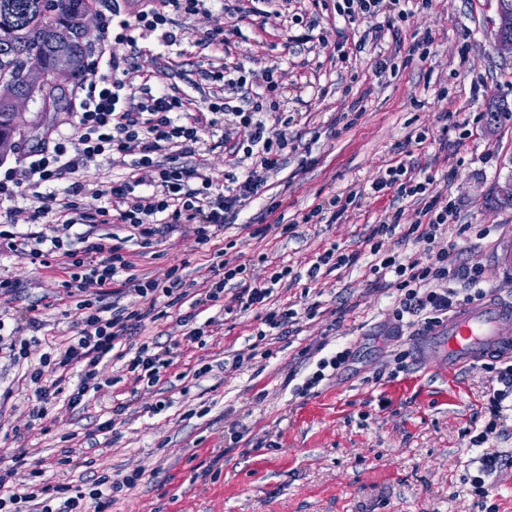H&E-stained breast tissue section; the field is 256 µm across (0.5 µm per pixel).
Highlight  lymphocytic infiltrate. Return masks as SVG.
<instances>
[{
    "label": "lymphocytic infiltrate",
    "instance_id": "obj_1",
    "mask_svg": "<svg viewBox=\"0 0 512 512\" xmlns=\"http://www.w3.org/2000/svg\"><path fill=\"white\" fill-rule=\"evenodd\" d=\"M131 18L121 19L119 33L104 30V40L134 42L135 32L157 34L159 41L172 45L177 34L167 24L171 12L192 14L202 10L207 0H137ZM121 61L116 56L92 60L78 83L79 104L71 117L75 135L55 134L50 146L28 155L18 167L8 169L0 179V204L37 192L40 205L35 218L51 222L50 232L31 231L22 239L0 232V252L10 251L27 257L40 269H61L66 275L68 297L78 298L83 312L82 327L64 342L51 345L49 352L31 360L26 347L18 346L22 330H40L41 312L28 308L16 312L11 321L0 318V358L21 368L23 378L35 398L33 412L43 418L59 395L68 394V402L77 407L88 401L101 384L98 367L111 359L115 348L126 346L130 327L145 320H157L154 307L141 306V298L167 297L170 306L191 304V313L180 316L187 328L185 341L201 342L209 335L214 318L197 322L195 313L231 299L240 310L258 311L268 330L282 329L296 321L298 313L278 308L270 298L277 284L291 275L290 267L273 272L269 279L251 282L245 277L251 260L244 253L228 256L216 241L226 220L238 214L245 202L258 195L269 173L279 169L286 147L284 140L267 133L262 102L250 108L232 105L235 95L249 94L253 70L232 55H225L220 69L207 72V79L222 83L225 93L211 101L206 109L192 108L188 98L176 94H155L149 88L127 90L119 77ZM241 125L250 130L249 143L242 152H230L228 163L238 167L250 159L246 177L223 192H213V179L206 163L192 167L174 165L176 155L193 144L204 143L218 124ZM126 158L129 171L125 179L101 182L94 194L100 206L87 210L78 199L86 186L74 182L64 194L50 192L49 186L63 171L89 167L98 159ZM432 175L423 179L409 176L405 166L387 169L372 184L374 192L395 190L399 197H420L422 223L410 225L407 236L426 242L424 256L401 263L391 248V239L399 225L398 214L388 215L374 225L368 240L371 255L378 264L371 271L378 279L397 277L402 292L393 317L398 327L423 323L425 328L440 325L460 302H471V295H459L446 287L448 278L478 280L476 268L450 264V247H436L435 242L448 230L453 208L442 196L432 195L428 187ZM85 225L81 248H71V229ZM120 225L131 235L148 239L162 226H192L200 248L211 255L203 288L198 298H190L182 279L164 285L132 275V262L123 252V238L112 233ZM173 363L171 350H155L142 342L124 368L134 381L157 384L164 369ZM492 391L487 399L491 425L512 421V362L489 365ZM76 373L78 382L66 390L68 373ZM30 449H15L11 464L0 465V512H111L116 495L134 489L140 473L98 476L89 493L73 492L70 485L33 479L25 484L15 481L18 466L31 458Z\"/></svg>",
    "mask_w": 512,
    "mask_h": 512
}]
</instances>
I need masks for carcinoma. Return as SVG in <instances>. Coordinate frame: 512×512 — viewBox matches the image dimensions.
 I'll list each match as a JSON object with an SVG mask.
<instances>
[{
    "label": "carcinoma",
    "instance_id": "cac0c4a2",
    "mask_svg": "<svg viewBox=\"0 0 512 512\" xmlns=\"http://www.w3.org/2000/svg\"><path fill=\"white\" fill-rule=\"evenodd\" d=\"M92 5L93 0H0V82L7 84V93L0 95V156L14 148L23 132L13 98L38 97L43 111L62 110V97L55 94L58 81L80 75L85 52L80 40L68 46L57 44L53 30L58 26L79 29ZM32 61L49 76L46 89L39 92L18 78V67Z\"/></svg>",
    "mask_w": 512,
    "mask_h": 512
}]
</instances>
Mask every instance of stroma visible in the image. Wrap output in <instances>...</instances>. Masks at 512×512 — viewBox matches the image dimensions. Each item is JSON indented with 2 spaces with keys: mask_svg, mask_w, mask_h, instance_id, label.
<instances>
[{
  "mask_svg": "<svg viewBox=\"0 0 512 512\" xmlns=\"http://www.w3.org/2000/svg\"><path fill=\"white\" fill-rule=\"evenodd\" d=\"M115 7L126 18L136 4L96 0L83 40L89 55L104 46ZM245 7L234 57L257 73L279 66L305 91L265 96V105L277 107L267 117L268 132L287 138L288 146L261 195L246 202L222 236L246 255L267 256V263L253 266L254 280L267 279L276 265L300 272L273 296L276 306L297 310L296 323L286 336L261 340L255 311L224 314L203 345L176 351L154 386L133 383L121 361L112 360L100 368L107 386L84 408L58 401L52 427L31 416L32 394L21 370L0 373V462H10L14 449L31 448L35 454L17 481H27L36 468L48 481L79 488L105 472L142 471L112 512H512V423L486 433L481 445L472 441L489 418L488 370L480 363L449 370L440 354L419 346L412 330L391 336L397 285L375 280L369 271L375 258L364 242L369 228L391 212H399L404 230L419 219L414 200L398 199L390 189L374 192L372 182L400 164L412 176L432 172L430 194L456 204L452 260L480 268L481 289L512 300V271L499 260L501 243L512 239V207L490 204L497 188L512 181V56L495 48L496 0H409L408 18L384 9L352 24L301 0L291 33L325 38L323 49L287 41L263 0H247ZM230 25L222 0H209L204 12L172 14L180 47L148 36L109 48L121 58L127 84L179 92L204 108L220 88L203 73L221 65L216 41ZM375 30L382 31L386 51L397 52V70L374 73L370 51L360 43ZM496 100L509 109L491 129L485 112ZM21 115L29 127L0 158V177L70 120L43 111L37 100L24 103ZM248 139V129L223 126L178 161L192 166L207 159L221 188L230 170L228 148ZM283 191L287 217L298 222L288 234L273 228L267 212ZM352 192L355 203L335 223H301L319 200ZM262 224L270 227L267 236L253 238L252 229ZM331 247L359 259L306 278ZM126 248L138 277L164 281L177 267L186 283L203 285L188 227L160 229L150 249L134 240ZM0 279L14 284L0 309H43V329L23 333L32 357L77 332L78 311L56 301L61 272L5 252ZM342 350L351 353L345 370L299 391L321 358ZM238 354L244 357L239 365ZM160 399L167 406L154 411ZM116 402L127 406L124 423L115 432H97L101 415ZM487 453L502 461L483 499L468 479ZM66 456L71 465H60Z\"/></svg>",
  "mask_w": 512,
  "mask_h": 512,
  "instance_id": "1",
  "label": "stroma"
}]
</instances>
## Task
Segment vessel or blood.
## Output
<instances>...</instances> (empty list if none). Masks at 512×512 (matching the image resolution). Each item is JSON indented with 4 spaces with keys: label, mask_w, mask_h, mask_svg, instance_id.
Returning <instances> with one entry per match:
<instances>
[{
    "label": "vessel or blood",
    "mask_w": 512,
    "mask_h": 512,
    "mask_svg": "<svg viewBox=\"0 0 512 512\" xmlns=\"http://www.w3.org/2000/svg\"><path fill=\"white\" fill-rule=\"evenodd\" d=\"M458 369L476 361L512 358V300L485 293L449 316L436 330Z\"/></svg>",
    "instance_id": "obj_1"
}]
</instances>
